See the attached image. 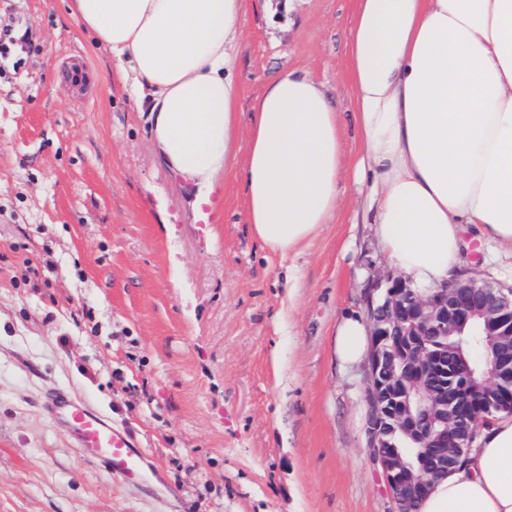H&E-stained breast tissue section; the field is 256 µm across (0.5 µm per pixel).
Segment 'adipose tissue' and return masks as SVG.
I'll list each match as a JSON object with an SVG mask.
<instances>
[{
	"instance_id": "ef3b65f1",
	"label": "adipose tissue",
	"mask_w": 512,
	"mask_h": 512,
	"mask_svg": "<svg viewBox=\"0 0 512 512\" xmlns=\"http://www.w3.org/2000/svg\"><path fill=\"white\" fill-rule=\"evenodd\" d=\"M147 113L163 163L209 205L239 173L265 248L298 253L336 214L344 153L324 85L291 70L255 99L240 140L242 0H69ZM354 168L383 251L411 286L464 265L466 229L512 254V0H356L348 32ZM367 325L343 317L336 356L362 358ZM417 512H512V416L480 429Z\"/></svg>"
}]
</instances>
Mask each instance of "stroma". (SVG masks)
Wrapping results in <instances>:
<instances>
[{"label":"stroma","mask_w":512,"mask_h":512,"mask_svg":"<svg viewBox=\"0 0 512 512\" xmlns=\"http://www.w3.org/2000/svg\"><path fill=\"white\" fill-rule=\"evenodd\" d=\"M353 7L243 0L241 132L290 69L325 83L340 120L336 215L283 258L255 236L241 178L194 212L64 0H0V29L35 44L21 68L0 61V512H390L365 367L334 350L394 270L352 179ZM58 389L129 427L155 490L85 458L42 406Z\"/></svg>","instance_id":"1"}]
</instances>
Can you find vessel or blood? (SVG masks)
<instances>
[{
    "label": "vessel or blood",
    "mask_w": 512,
    "mask_h": 512,
    "mask_svg": "<svg viewBox=\"0 0 512 512\" xmlns=\"http://www.w3.org/2000/svg\"><path fill=\"white\" fill-rule=\"evenodd\" d=\"M47 406L52 419L67 429L89 459L104 464L126 481L148 487L160 483L158 468L150 463L128 429L112 423L87 402L68 395H52Z\"/></svg>",
    "instance_id": "vessel-or-blood-1"
}]
</instances>
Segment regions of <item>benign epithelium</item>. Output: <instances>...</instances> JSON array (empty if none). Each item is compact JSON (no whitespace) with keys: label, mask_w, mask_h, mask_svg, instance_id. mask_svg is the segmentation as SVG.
<instances>
[{"label":"benign epithelium","mask_w":512,"mask_h":512,"mask_svg":"<svg viewBox=\"0 0 512 512\" xmlns=\"http://www.w3.org/2000/svg\"><path fill=\"white\" fill-rule=\"evenodd\" d=\"M371 328L365 397L368 448L383 477L393 512H415L434 482L459 463L495 413L512 410V289L475 277L420 292L400 276L386 275L366 298ZM478 329L485 354L479 363L459 355L461 395L431 385L448 375L435 336ZM400 434L412 448L428 449L435 464L416 466L389 450Z\"/></svg>","instance_id":"7a95c632"}]
</instances>
